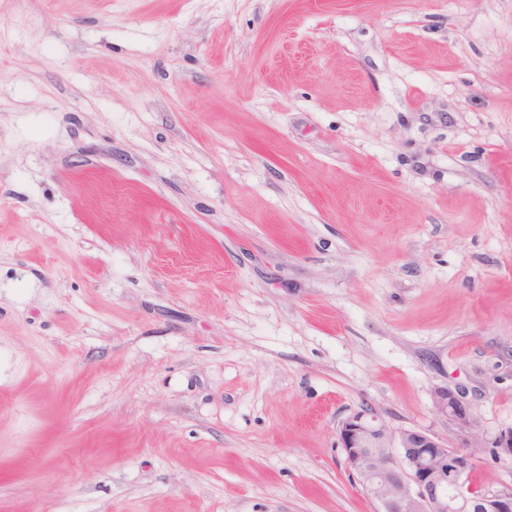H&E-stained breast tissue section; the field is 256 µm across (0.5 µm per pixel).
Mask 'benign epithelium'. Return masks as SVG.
Returning <instances> with one entry per match:
<instances>
[{
	"instance_id": "obj_1",
	"label": "benign epithelium",
	"mask_w": 512,
	"mask_h": 512,
	"mask_svg": "<svg viewBox=\"0 0 512 512\" xmlns=\"http://www.w3.org/2000/svg\"><path fill=\"white\" fill-rule=\"evenodd\" d=\"M431 398L439 417L461 429L473 425L458 392L437 387ZM336 435L377 512H512V483L470 486L474 454L451 449L431 433L394 429L377 410L365 408L343 419Z\"/></svg>"
}]
</instances>
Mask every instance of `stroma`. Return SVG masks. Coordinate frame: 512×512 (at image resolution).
<instances>
[{"label":"stroma","mask_w":512,"mask_h":512,"mask_svg":"<svg viewBox=\"0 0 512 512\" xmlns=\"http://www.w3.org/2000/svg\"><path fill=\"white\" fill-rule=\"evenodd\" d=\"M367 407L512 483V0H0V512H376ZM434 412L447 422L459 428H470L473 425L471 410L463 397L448 387H437L431 393Z\"/></svg>","instance_id":"35a3bbf8"}]
</instances>
